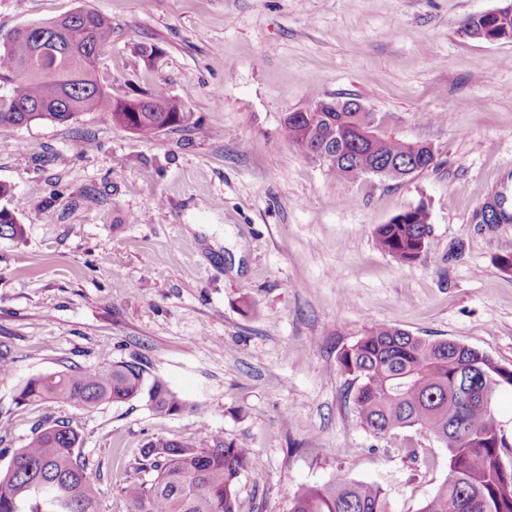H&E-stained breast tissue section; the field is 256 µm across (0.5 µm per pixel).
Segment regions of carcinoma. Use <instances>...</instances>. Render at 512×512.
<instances>
[{
	"label": "carcinoma",
	"instance_id": "1",
	"mask_svg": "<svg viewBox=\"0 0 512 512\" xmlns=\"http://www.w3.org/2000/svg\"><path fill=\"white\" fill-rule=\"evenodd\" d=\"M464 34L489 42L512 41V15H473ZM112 40L105 15L74 12L15 30L8 50L0 48V127L33 122H65L84 112L108 111L112 123L149 138L186 125L193 113L161 89L113 98L95 75L96 61ZM354 99L318 97L303 112L283 120L285 139L324 164L340 180L356 181L392 168L415 176L437 166L431 145L366 132L371 112L353 108ZM21 232L11 211L0 209V235ZM430 233L422 206L404 210L374 232L378 246L410 265L424 251ZM342 372L354 377V409L360 424L381 437L418 427L448 450V476L420 512H512V468L499 435L493 399L512 385V370L467 345L431 341L403 329L376 325L338 357ZM141 362L118 361L31 377L17 401L53 402L78 409L147 396L157 412L178 413L187 403L163 381L146 384ZM79 433L61 420L32 431L0 475V512H100L79 451ZM257 466L243 443L215 434L204 448L192 437L150 441L139 469L155 472L150 481L123 488L126 512H237L243 471ZM289 512H387L380 488L338 479L295 494Z\"/></svg>",
	"mask_w": 512,
	"mask_h": 512
}]
</instances>
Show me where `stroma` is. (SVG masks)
I'll return each instance as SVG.
<instances>
[{
    "label": "stroma",
    "mask_w": 512,
    "mask_h": 512,
    "mask_svg": "<svg viewBox=\"0 0 512 512\" xmlns=\"http://www.w3.org/2000/svg\"><path fill=\"white\" fill-rule=\"evenodd\" d=\"M512 0H0V40L91 9L112 21L96 76L112 97L163 89L192 112L142 138L110 113L0 128V472L33 428L70 421L103 512L146 443L213 434L249 444L239 512H289L296 492L344 478L420 512L448 452L413 428L357 420L337 357L374 325L456 341L512 369V42L466 37ZM319 96L356 98L382 135L430 144L437 168L340 181L282 135ZM425 206L419 260L397 262L376 225ZM143 360L204 407L146 398L80 410L20 404L30 377Z\"/></svg>",
    "instance_id": "obj_1"
}]
</instances>
